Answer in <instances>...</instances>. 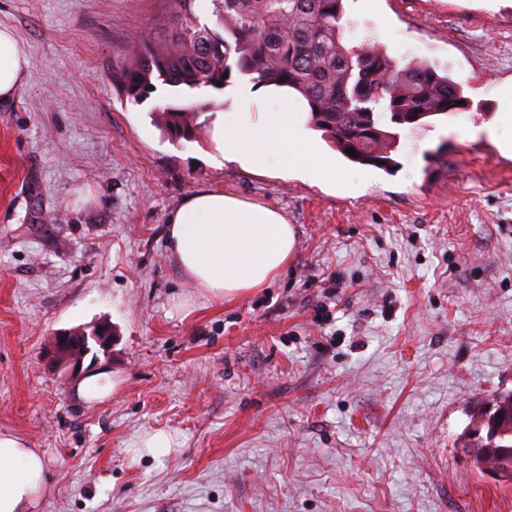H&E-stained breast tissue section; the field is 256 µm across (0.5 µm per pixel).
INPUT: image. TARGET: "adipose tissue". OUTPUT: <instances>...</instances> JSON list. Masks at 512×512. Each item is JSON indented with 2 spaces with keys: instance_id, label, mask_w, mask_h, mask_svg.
I'll return each instance as SVG.
<instances>
[{
  "instance_id": "obj_1",
  "label": "adipose tissue",
  "mask_w": 512,
  "mask_h": 512,
  "mask_svg": "<svg viewBox=\"0 0 512 512\" xmlns=\"http://www.w3.org/2000/svg\"><path fill=\"white\" fill-rule=\"evenodd\" d=\"M29 61L13 30L0 27V101L14 97ZM236 110L208 124L216 157L249 167L292 171L316 180L336 165L311 137L308 110L297 93L242 80L224 92ZM256 112H249V105ZM168 245L184 276L216 299L267 286L291 260L296 233L277 210L219 190L187 197L170 214ZM47 484L42 454L19 436L0 431V512H27Z\"/></svg>"
}]
</instances>
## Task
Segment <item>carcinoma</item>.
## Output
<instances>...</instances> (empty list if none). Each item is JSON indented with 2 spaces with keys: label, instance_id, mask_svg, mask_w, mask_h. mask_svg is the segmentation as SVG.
<instances>
[{
  "label": "carcinoma",
  "instance_id": "cac0c4a2",
  "mask_svg": "<svg viewBox=\"0 0 512 512\" xmlns=\"http://www.w3.org/2000/svg\"><path fill=\"white\" fill-rule=\"evenodd\" d=\"M346 0H210L216 27L200 23L194 0H170L173 27L145 34L112 78L139 105L160 86L192 95L218 92L237 76L288 85L308 102L309 123L350 161L387 169L397 141L393 126L422 125L456 113L466 101L448 73L423 62L401 64L368 39L344 40ZM224 108L215 98L169 102L155 117L179 140L201 133L198 117Z\"/></svg>",
  "mask_w": 512,
  "mask_h": 512
}]
</instances>
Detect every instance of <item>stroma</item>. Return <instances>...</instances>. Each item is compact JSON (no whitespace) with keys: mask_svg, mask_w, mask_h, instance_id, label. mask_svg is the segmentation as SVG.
<instances>
[{"mask_svg":"<svg viewBox=\"0 0 512 512\" xmlns=\"http://www.w3.org/2000/svg\"><path fill=\"white\" fill-rule=\"evenodd\" d=\"M166 0H0L29 54L0 103V431L39 449L31 512H512L471 416L512 394V153L486 132L512 85V0H349L352 42L448 71L467 109L398 127L393 169L321 140L343 185L180 142L112 71ZM217 189L280 211L294 256L215 299L185 277L169 215ZM111 324L86 400L42 351ZM168 445L147 448L155 434Z\"/></svg>","mask_w":512,"mask_h":512,"instance_id":"35a3bbf8","label":"stroma"}]
</instances>
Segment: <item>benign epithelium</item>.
<instances>
[{
	"label": "benign epithelium",
	"mask_w": 512,
	"mask_h": 512,
	"mask_svg": "<svg viewBox=\"0 0 512 512\" xmlns=\"http://www.w3.org/2000/svg\"><path fill=\"white\" fill-rule=\"evenodd\" d=\"M94 340L102 349L112 344V326L101 323L96 330L88 334L79 330H60L53 336L47 355L49 360L60 368L77 377L86 372L85 355L76 354V350ZM476 436L486 435L490 445L472 455L478 467L503 483L512 482V455L495 448L496 442L512 434V404L491 412L486 408L476 414L473 422Z\"/></svg>",
	"instance_id": "7a95c632"
}]
</instances>
